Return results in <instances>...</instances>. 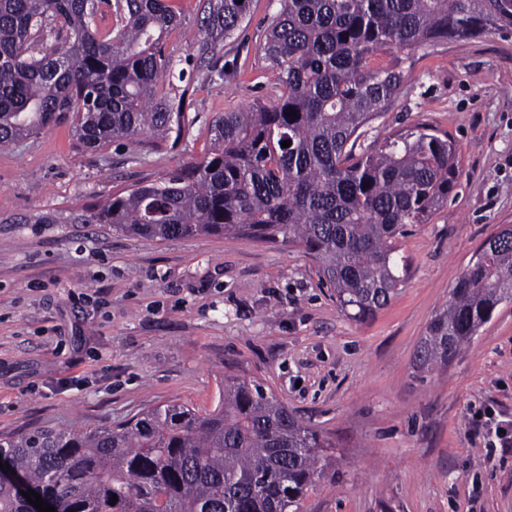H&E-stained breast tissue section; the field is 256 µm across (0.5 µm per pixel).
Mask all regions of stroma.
<instances>
[{"mask_svg": "<svg viewBox=\"0 0 512 512\" xmlns=\"http://www.w3.org/2000/svg\"><path fill=\"white\" fill-rule=\"evenodd\" d=\"M172 4L185 26L167 51L193 121L177 147L79 149L64 123L0 148V439L112 427L170 401L210 410L238 375L332 444L302 512H512V453L475 426L486 409L512 416V301L448 367L422 373L414 358L471 256L512 226V36L380 56L405 80L358 147L424 126L454 141L460 177L399 238V294L360 322L300 247L88 223L98 201L200 163L214 116L274 98L260 47L276 0H251L225 81L188 60L203 0Z\"/></svg>", "mask_w": 512, "mask_h": 512, "instance_id": "obj_1", "label": "stroma"}]
</instances>
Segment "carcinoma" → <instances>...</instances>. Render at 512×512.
I'll use <instances>...</instances> for the list:
<instances>
[{"mask_svg":"<svg viewBox=\"0 0 512 512\" xmlns=\"http://www.w3.org/2000/svg\"><path fill=\"white\" fill-rule=\"evenodd\" d=\"M0 0V147L71 123L78 146L146 134L172 146L189 133V87L166 38L183 26L169 0ZM263 44L276 96L213 119L201 163L114 194L95 224L160 241L224 235L296 244L336 301L365 321L398 294L406 266L396 239L448 203L459 176L452 141L425 129L380 149L352 138L403 82L382 52L437 50L512 32V0H278ZM250 0H208L196 62L227 76L216 55L235 38ZM284 141L291 142L287 148ZM512 300V227L472 255L416 350L422 371L445 367L502 303ZM332 447L259 383L224 378L211 410L170 402L115 427L52 428L0 441L55 512H300L325 476ZM117 503L112 505V497ZM0 512H29L0 482Z\"/></svg>","mask_w":512,"mask_h":512,"instance_id":"1","label":"carcinoma"}]
</instances>
